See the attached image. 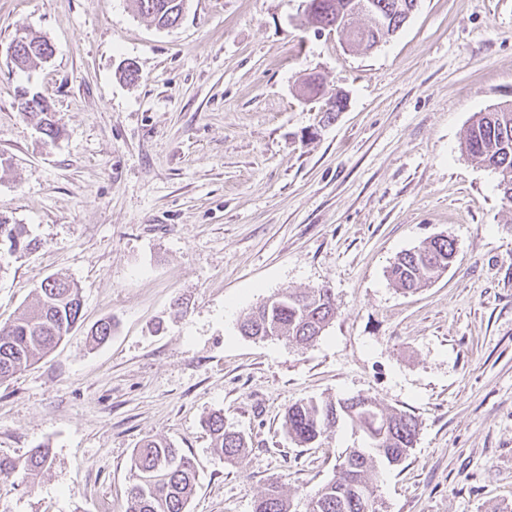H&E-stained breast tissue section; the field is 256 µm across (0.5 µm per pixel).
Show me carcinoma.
<instances>
[{
  "mask_svg": "<svg viewBox=\"0 0 512 512\" xmlns=\"http://www.w3.org/2000/svg\"><path fill=\"white\" fill-rule=\"evenodd\" d=\"M186 0H132L138 13L153 19L161 28L176 25ZM353 0H319V17L336 23L350 11ZM377 17L404 23L415 0H374ZM22 54L14 59L25 66L42 59L46 40L29 33L22 35ZM322 122L336 121L345 103L339 95L323 102ZM23 115L36 120L44 135L55 140L62 130L53 120L46 99ZM464 152L479 166L498 175L503 199L512 203V106L477 113L466 129ZM0 243L11 254L33 250L37 240L22 224L0 219ZM453 240L440 236L423 241L398 255L387 270L389 280L405 293H414L439 277L455 257ZM336 308L329 288L303 292L288 289L257 304L240 323V334L249 338L286 340L297 346L316 341L334 318ZM82 318V297L78 284L66 277L48 276L37 288L36 305L24 311L12 324L0 327V380L13 376L40 360L66 336ZM367 407L355 398L301 399L288 406L282 428L298 446L317 448L325 435L342 420L363 432L366 445L347 448L336 464L337 476L319 486L311 495L310 512H380L374 487L367 475L378 465L396 466L407 459L419 433L415 417L381 406L365 398ZM205 426L213 451L228 462L239 459L247 449L241 432L224 424L214 413ZM51 448L40 446L24 456L0 454V476L23 480L47 468ZM132 484L125 512H187L196 482L193 460L163 438L147 437L131 458ZM283 485L273 482L257 499L255 512H290Z\"/></svg>",
  "mask_w": 512,
  "mask_h": 512,
  "instance_id": "carcinoma-1",
  "label": "carcinoma"
}]
</instances>
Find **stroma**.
<instances>
[{
	"label": "stroma",
	"instance_id": "obj_1",
	"mask_svg": "<svg viewBox=\"0 0 512 512\" xmlns=\"http://www.w3.org/2000/svg\"><path fill=\"white\" fill-rule=\"evenodd\" d=\"M302 10L187 0L162 29L130 0H0V217L40 242L0 254V326L50 275L84 303L0 381V452L52 450L37 476L0 478V512H124L148 436L194 460L188 512H254L275 480L310 512L362 435L343 422L302 448L284 410L359 395L419 423L406 461L369 474L383 512H512V203L461 151L476 113L512 103V0H417L361 52ZM26 30L53 54L19 68ZM311 74L347 96L325 127L300 94ZM23 90L50 102L60 139L19 112ZM437 236L454 262L401 293L391 262ZM321 286L336 314L314 343L239 334L268 296ZM215 412L247 439L237 464L211 447Z\"/></svg>",
	"mask_w": 512,
	"mask_h": 512
}]
</instances>
